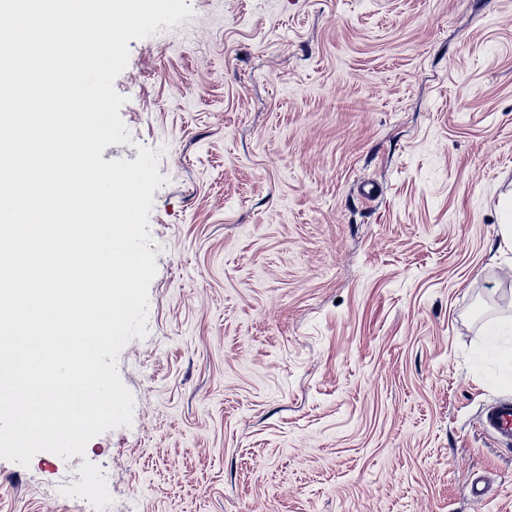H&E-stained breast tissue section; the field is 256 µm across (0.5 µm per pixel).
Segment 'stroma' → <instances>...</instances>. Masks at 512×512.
<instances>
[{
	"label": "stroma",
	"instance_id": "obj_1",
	"mask_svg": "<svg viewBox=\"0 0 512 512\" xmlns=\"http://www.w3.org/2000/svg\"><path fill=\"white\" fill-rule=\"evenodd\" d=\"M184 2L102 153L165 178L132 424L0 462V512H512L476 362L512 320V0Z\"/></svg>",
	"mask_w": 512,
	"mask_h": 512
}]
</instances>
